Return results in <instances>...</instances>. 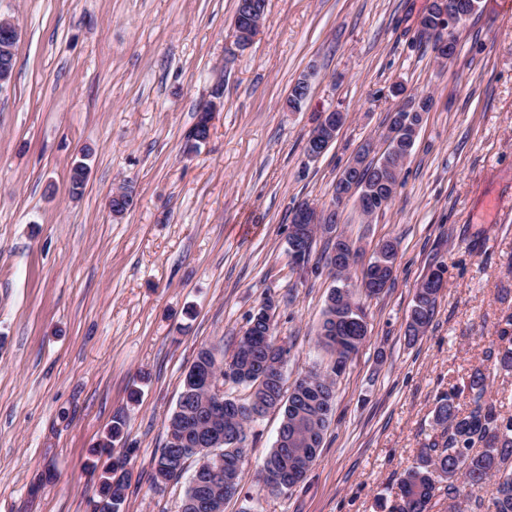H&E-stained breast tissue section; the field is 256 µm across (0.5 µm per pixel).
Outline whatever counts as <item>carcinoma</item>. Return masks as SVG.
Returning <instances> with one entry per match:
<instances>
[{"label":"carcinoma","mask_w":512,"mask_h":512,"mask_svg":"<svg viewBox=\"0 0 512 512\" xmlns=\"http://www.w3.org/2000/svg\"><path fill=\"white\" fill-rule=\"evenodd\" d=\"M412 119L420 124L421 118L413 110L396 108L389 113L385 139L389 140L382 155L368 159L371 144L358 151L363 168H344L336 180L332 199L334 209L326 217L330 227L336 226L339 206L346 198V180L357 181L358 193L378 191L394 194L400 186L399 176L404 160L409 158L415 141L407 131L396 128V117ZM319 229L302 240V257L298 269L307 268L312 256L313 244ZM343 249L358 253L353 243L337 234L331 247L321 257L323 264L334 270L331 251ZM398 259V242L387 240L381 255L374 258L366 269L363 279L377 278L379 289L365 284L355 286L348 275L334 277L336 285L329 291L322 312V322L317 332V344L331 356V364L325 371H310L285 386L284 367L291 356V348L276 341L274 333L251 325L263 314L273 310V300L266 302L249 314L246 328L227 362L216 359L209 348L200 349L195 359L208 357L200 373L220 372L224 380L250 387L249 397L238 400L224 396V418L213 419L198 413L207 400V390L192 386L183 378L181 396L186 398V408L174 411L167 425V436H189L207 428L224 431V442L213 445L207 455L224 456V481L230 490L214 493L208 486L196 483L192 474L182 499V512H224V502L234 498L241 489L242 466L247 455V438L252 424L271 410L281 412L282 420L278 435L270 452L258 471V492L269 490L272 477L282 475L285 485L278 492H286L301 483L318 460L324 434L331 422L335 407L336 378L343 373L352 357L368 337L366 313L358 295L376 296L390 287ZM442 281L429 282L416 288L405 336L414 342L424 335L431 325ZM504 327L499 329V343L488 350V357L496 359L505 369H512V314L503 318ZM491 384L490 375L477 369L470 376L467 390L470 405L462 410L456 402L458 390L440 394L436 399L434 420L439 431L425 444L414 460L404 469L399 481V501L391 512H431L435 500L445 496L452 500L449 508L459 512L454 499L463 488H480L494 482L489 504L479 497L468 498V512H512V416L506 417L497 406L485 400ZM122 422L113 423L108 440L95 450L106 455L99 477L97 496L103 503L101 512H123L129 488L126 470L127 456L112 448L121 434ZM201 461V454L190 452L180 467L172 464L171 448L164 445L152 462V484L161 487L171 481H179L185 473L186 461Z\"/></svg>","instance_id":"carcinoma-1"}]
</instances>
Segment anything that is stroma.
<instances>
[{"label": "stroma", "instance_id": "1", "mask_svg": "<svg viewBox=\"0 0 512 512\" xmlns=\"http://www.w3.org/2000/svg\"><path fill=\"white\" fill-rule=\"evenodd\" d=\"M431 2L268 0L234 52V0H0L21 29L0 92V512H93L90 451L118 418L124 512H180L186 481L155 492L151 466L183 377L200 348L230 358L266 296L292 347L286 381L326 369L316 334L333 279L316 259L327 240L296 271L290 212L329 204L360 146L381 143L396 85L433 98L398 192L372 222L350 202L338 216L359 249L353 281L379 242L398 241L393 283L363 302L369 337L336 379L304 482L250 500L281 424L269 412L248 440L244 493L224 512H382L436 432L437 397L456 388L467 406L474 370L512 415V370L486 356L512 314V0H481L445 64L418 36ZM306 73L307 102L286 111ZM217 90L210 137L190 148ZM331 105L348 119L309 159L307 136ZM122 186L134 205L116 217L108 201ZM438 266L434 321L408 343L415 290Z\"/></svg>", "mask_w": 512, "mask_h": 512}]
</instances>
